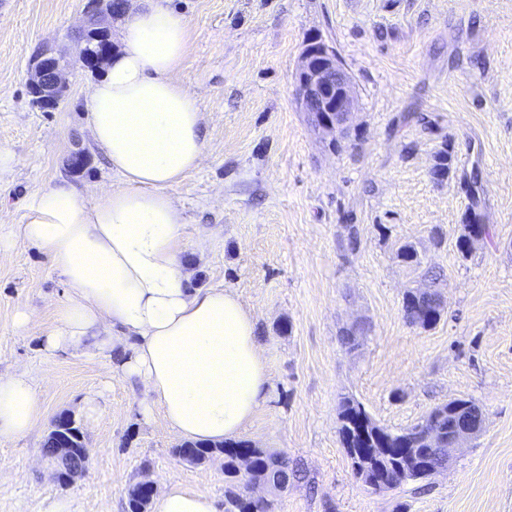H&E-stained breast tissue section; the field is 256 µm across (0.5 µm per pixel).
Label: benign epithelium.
<instances>
[{"label":"benign epithelium","mask_w":512,"mask_h":512,"mask_svg":"<svg viewBox=\"0 0 512 512\" xmlns=\"http://www.w3.org/2000/svg\"><path fill=\"white\" fill-rule=\"evenodd\" d=\"M78 62L96 70L112 53V41L108 28L96 23L84 38ZM70 63L50 49L35 58L28 70L27 85L31 103L43 112L56 110L59 102L68 95L69 82L66 72ZM293 96L299 111L305 114L315 135L329 147L343 143V137L352 128L357 100L353 80L345 70L336 49L320 37L305 41L298 57L294 73ZM484 427L458 414L448 423V455L479 436ZM54 454L62 461L56 470V479L62 485H70L83 474L87 467L73 465L78 457L71 441L65 434L54 440Z\"/></svg>","instance_id":"7a95c632"}]
</instances>
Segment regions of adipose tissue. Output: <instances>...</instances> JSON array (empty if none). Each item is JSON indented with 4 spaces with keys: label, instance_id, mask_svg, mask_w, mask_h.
<instances>
[{
    "label": "adipose tissue",
    "instance_id": "1",
    "mask_svg": "<svg viewBox=\"0 0 512 512\" xmlns=\"http://www.w3.org/2000/svg\"><path fill=\"white\" fill-rule=\"evenodd\" d=\"M188 39L171 0H132L84 106L119 185L94 203L66 185L37 192L26 223L8 232L46 253L69 289L43 332L45 351L119 354L146 410L179 437L218 444L264 407L272 375L236 291L190 287L181 260L185 219L172 190L206 155L203 112L179 77ZM41 416L26 370L0 374V439L24 436ZM153 512L217 509L208 495L168 484Z\"/></svg>",
    "mask_w": 512,
    "mask_h": 512
}]
</instances>
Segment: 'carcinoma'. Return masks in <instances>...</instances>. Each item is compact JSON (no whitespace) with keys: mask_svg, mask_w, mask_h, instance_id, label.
Here are the masks:
<instances>
[{"mask_svg":"<svg viewBox=\"0 0 512 512\" xmlns=\"http://www.w3.org/2000/svg\"><path fill=\"white\" fill-rule=\"evenodd\" d=\"M451 161L452 149L450 144L445 143L436 155L435 167L441 173V177L449 176ZM396 256L409 267L423 270L427 277L436 279L441 276L440 271L423 267L419 252L411 242L401 244ZM402 309L409 323L417 322L423 328L436 324L444 312V307L438 299L421 296L411 290L403 295ZM446 408L448 404H439L430 410L421 423L399 432L382 427L381 434L376 435L373 430L366 427V423L370 422L372 417L365 407L352 397H344L338 407L340 440L350 457L362 448L369 450L365 463L372 478L395 489L401 484L399 465L403 463L402 450L420 447L417 434L424 422L434 423L438 429L448 432V416L435 418L438 411ZM174 453L194 464L205 463L215 456H224V512H273L274 502L252 500L242 489V484L252 477L277 489H284L295 473L289 465L288 457L271 454L245 442L208 445L186 441L177 446ZM150 503L151 499L144 493L141 484L135 483L128 488L127 512H146Z\"/></svg>","mask_w":512,"mask_h":512,"instance_id":"carcinoma-1","label":"carcinoma"}]
</instances>
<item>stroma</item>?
I'll return each instance as SVG.
<instances>
[{
  "label": "stroma",
  "instance_id": "1",
  "mask_svg": "<svg viewBox=\"0 0 512 512\" xmlns=\"http://www.w3.org/2000/svg\"><path fill=\"white\" fill-rule=\"evenodd\" d=\"M189 23L180 78L204 112L206 158L173 188L186 218L182 248L195 288L235 290L257 321L273 375L241 441L300 469L275 512H512V0H172ZM88 0H0V215L25 223L37 191L68 184L88 200L118 184L87 126L99 73L78 66ZM331 43L358 100L347 148L322 143L291 95L305 40ZM71 61V91L37 110L27 70L44 48ZM451 143L447 180L431 176ZM88 162L69 163L76 151ZM479 172L490 235L469 254L457 240ZM414 243L446 302L422 329L402 297L420 272L396 257ZM0 261V372L26 369L43 409L25 436L0 440V512H43L73 498L79 512H126L142 480L177 483L224 503V460L190 464L144 389L110 359L47 353L42 329L68 290L38 247L16 238ZM34 319L30 330L20 313ZM360 330L358 346L344 343ZM351 396L393 431L436 405L471 399L482 434L427 486L379 494L353 474L338 404ZM95 416H87L88 405ZM72 414L91 453L61 486L41 452L55 417Z\"/></svg>",
  "mask_w": 512,
  "mask_h": 512
}]
</instances>
